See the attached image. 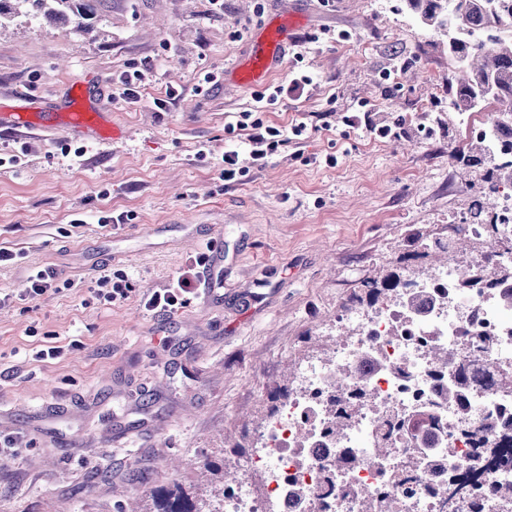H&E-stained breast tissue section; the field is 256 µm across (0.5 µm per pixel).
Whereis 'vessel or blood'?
I'll return each mask as SVG.
<instances>
[{
	"label": "vessel or blood",
	"mask_w": 512,
	"mask_h": 512,
	"mask_svg": "<svg viewBox=\"0 0 512 512\" xmlns=\"http://www.w3.org/2000/svg\"><path fill=\"white\" fill-rule=\"evenodd\" d=\"M291 29V24L282 22L262 33L254 53L233 71L236 86L252 88L267 83L270 75L281 63V48L287 41ZM94 95L95 92L90 85L82 84L73 89L62 111L42 112L36 116L28 112H1L0 128L17 132L34 126L41 131H63L91 141L123 139L124 128L107 124L106 113L98 112L91 115L80 109V102L93 98Z\"/></svg>",
	"instance_id": "vessel-or-blood-1"
}]
</instances>
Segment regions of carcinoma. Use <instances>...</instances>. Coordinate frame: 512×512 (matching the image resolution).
<instances>
[{
	"mask_svg": "<svg viewBox=\"0 0 512 512\" xmlns=\"http://www.w3.org/2000/svg\"><path fill=\"white\" fill-rule=\"evenodd\" d=\"M94 0H0V19L23 8L48 23L87 28ZM408 9L425 25L443 27L448 36V57L455 64V80L448 81V110L475 112L489 102L499 109L493 117L494 143L481 137L455 150L454 160L468 168L484 166L483 204L495 209L494 191L512 186V163L494 164L492 152L512 156V32L502 35L498 25L512 20V0H405ZM406 269L389 264L381 274L361 284L370 301L404 284ZM487 281L482 269L470 265L459 273V287L476 288ZM470 381L464 377L441 391L448 403L462 401ZM200 482L175 484L149 491L151 512H212L210 503L224 499V465L206 456L194 462Z\"/></svg>",
	"mask_w": 512,
	"mask_h": 512,
	"instance_id": "cac0c4a2",
	"label": "carcinoma"
}]
</instances>
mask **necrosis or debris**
<instances>
[{
    "label": "necrosis or debris",
    "mask_w": 512,
    "mask_h": 512,
    "mask_svg": "<svg viewBox=\"0 0 512 512\" xmlns=\"http://www.w3.org/2000/svg\"><path fill=\"white\" fill-rule=\"evenodd\" d=\"M487 217L475 206L460 226L468 236L494 237L477 258L486 287L458 288L449 263L384 299L339 311L327 327L333 355L301 361L239 459L221 512H360L365 494L386 499L389 512H512L498 496L512 483V447L474 472L458 468L479 453L473 432L482 423L512 437V392L468 390L465 423L441 395L463 360L479 378L512 373V307L496 278L512 266V225L494 227ZM436 348L448 355L445 368L430 359ZM340 412L347 427L338 439L330 429Z\"/></svg>",
    "instance_id": "1"
}]
</instances>
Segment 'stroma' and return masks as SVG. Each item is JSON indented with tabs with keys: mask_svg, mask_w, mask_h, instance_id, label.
Instances as JSON below:
<instances>
[{
	"mask_svg": "<svg viewBox=\"0 0 512 512\" xmlns=\"http://www.w3.org/2000/svg\"><path fill=\"white\" fill-rule=\"evenodd\" d=\"M286 15L297 24L273 81L288 84L301 51L316 84L261 117L314 116L319 129L224 185V125L257 107L254 92L195 84L230 71ZM311 35L319 48L302 51ZM125 70L148 74L134 104L111 97ZM452 71L445 36L405 0H224L220 12L212 0H100L87 32L22 13L0 21V109L48 112L86 83L104 91L93 107L127 130L78 162L62 135L0 132V153L29 147L0 167V248L20 255L0 266V293L13 297L0 306V512H144L143 488L198 482L191 459L243 457L300 361L331 349L320 333L362 281L402 258L428 270L424 243L481 196L482 168L449 155L467 140L466 115L448 109ZM171 87L181 97L158 110ZM361 101L401 135L345 125ZM202 142L213 153L198 162ZM122 212L126 223L98 222ZM216 252L213 294L171 317L143 307ZM47 268L69 288L22 300L30 271ZM104 274L125 278L127 300L93 297ZM52 346L63 355L38 358Z\"/></svg>",
	"mask_w": 512,
	"mask_h": 512,
	"instance_id": "stroma-1",
	"label": "stroma"
}]
</instances>
